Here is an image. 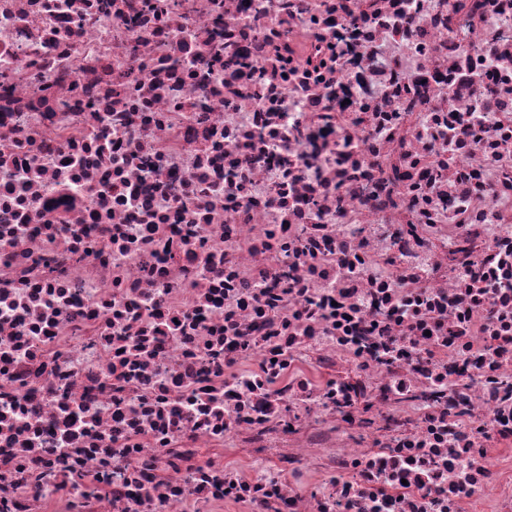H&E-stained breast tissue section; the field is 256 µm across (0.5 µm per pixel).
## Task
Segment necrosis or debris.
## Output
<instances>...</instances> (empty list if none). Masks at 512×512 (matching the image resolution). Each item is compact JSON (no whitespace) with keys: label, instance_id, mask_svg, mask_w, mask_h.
<instances>
[{"label":"necrosis or debris","instance_id":"4bbe7bcc","mask_svg":"<svg viewBox=\"0 0 512 512\" xmlns=\"http://www.w3.org/2000/svg\"><path fill=\"white\" fill-rule=\"evenodd\" d=\"M0 512H512V0H0Z\"/></svg>","mask_w":512,"mask_h":512}]
</instances>
